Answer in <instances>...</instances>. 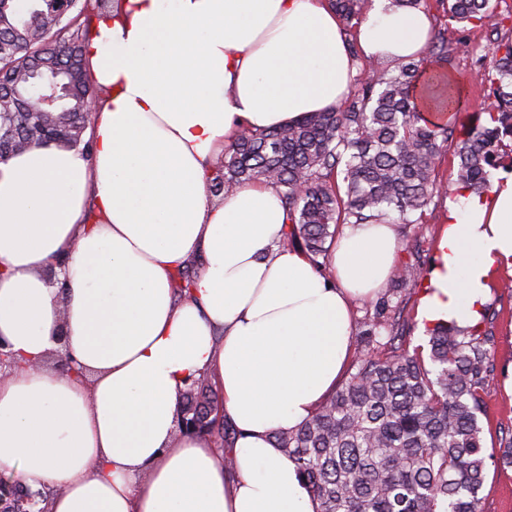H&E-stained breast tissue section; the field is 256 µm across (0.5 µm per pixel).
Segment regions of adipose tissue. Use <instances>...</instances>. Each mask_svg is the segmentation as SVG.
I'll return each instance as SVG.
<instances>
[{
	"instance_id": "1",
	"label": "adipose tissue",
	"mask_w": 512,
	"mask_h": 512,
	"mask_svg": "<svg viewBox=\"0 0 512 512\" xmlns=\"http://www.w3.org/2000/svg\"><path fill=\"white\" fill-rule=\"evenodd\" d=\"M90 28L91 157L40 144L0 161V341L18 361L0 377V471L55 488L47 512H315L273 435L335 389L352 302L391 276L396 231L345 225L319 271L284 245L275 187L219 200L207 176L242 129L342 103L343 25L328 0H122ZM357 38L366 60L399 62L424 54L431 23L372 0ZM448 222L421 321L471 327L512 273V175ZM198 256L191 299L175 301ZM62 344L77 374L48 368ZM200 375L238 430L234 471L176 430Z\"/></svg>"
}]
</instances>
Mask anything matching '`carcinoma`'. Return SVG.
I'll return each instance as SVG.
<instances>
[{"label": "carcinoma", "mask_w": 512, "mask_h": 512, "mask_svg": "<svg viewBox=\"0 0 512 512\" xmlns=\"http://www.w3.org/2000/svg\"><path fill=\"white\" fill-rule=\"evenodd\" d=\"M364 0H330L352 28ZM449 18L499 30L491 0H439ZM119 0H34L28 8L0 0V119L49 112L59 134L44 143L91 157L82 132L99 90L83 58L92 8L104 15ZM488 124L459 130L451 121L465 102L453 83L448 38L435 34L425 57L382 70L360 69L357 91L329 112L269 130L245 128L208 177L220 197L264 182L280 190L288 212L284 242L299 245L318 269L328 239L341 224H420L432 199L447 192L438 163L448 142L458 158V191L482 195L491 171L509 160L512 144V38L492 43ZM429 92L436 116L420 109ZM188 265L175 277V294L192 297ZM417 261L401 264L394 287L415 286ZM386 335L391 345L378 338ZM428 349L393 344L399 323H369L356 337L359 357L341 385L300 427L274 433L276 447L308 486L316 512H480L488 464L512 467V438L486 453L479 414L495 390L492 336L478 324L437 323ZM216 390L206 377L191 379L179 396L177 417L199 438L234 447L238 431L217 420L208 405Z\"/></svg>", "instance_id": "1"}]
</instances>
